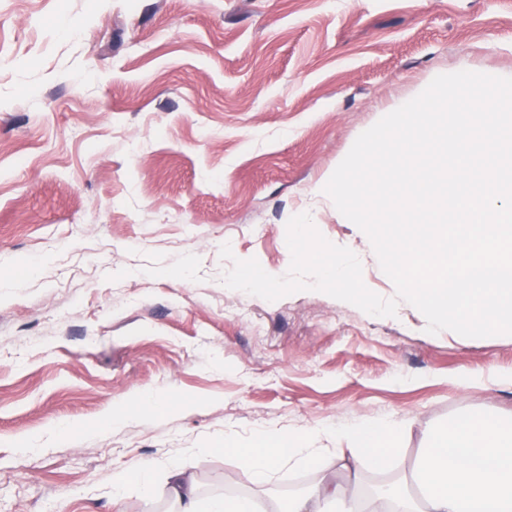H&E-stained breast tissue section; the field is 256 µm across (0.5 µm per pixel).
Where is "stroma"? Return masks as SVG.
Wrapping results in <instances>:
<instances>
[{"label": "stroma", "instance_id": "obj_1", "mask_svg": "<svg viewBox=\"0 0 512 512\" xmlns=\"http://www.w3.org/2000/svg\"><path fill=\"white\" fill-rule=\"evenodd\" d=\"M0 512H174L170 463L199 494L269 512L327 478L355 496L318 430L406 421L413 456L468 417L512 412V335L426 332L318 291L270 302L227 288L230 244L274 276L309 213L395 286L323 188L399 100L460 68L512 74V0H0ZM145 405L94 434L136 395ZM314 435L317 459L242 472L268 439ZM39 444L28 458L18 446ZM233 452H225V443ZM151 470L152 467L150 464H143L132 475H120L118 478V486L113 491L112 503L116 506L120 504L123 499V490L121 485L128 482L131 478H134L142 486L146 496L150 497L152 493Z\"/></svg>", "mask_w": 512, "mask_h": 512}]
</instances>
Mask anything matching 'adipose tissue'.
<instances>
[{"instance_id": "1", "label": "adipose tissue", "mask_w": 512, "mask_h": 512, "mask_svg": "<svg viewBox=\"0 0 512 512\" xmlns=\"http://www.w3.org/2000/svg\"><path fill=\"white\" fill-rule=\"evenodd\" d=\"M392 430L387 422H358L332 434L350 453L347 471L405 474L414 495L394 493L385 512H512V415L472 416L430 434L411 465L384 447ZM311 443L302 435L287 450L262 446L245 458V468L254 480L264 481L282 457L313 461ZM167 492L177 512H258L256 501L246 496L202 500L194 477L177 465L169 471ZM288 512H360V508L346 487L326 480L293 498Z\"/></svg>"}]
</instances>
